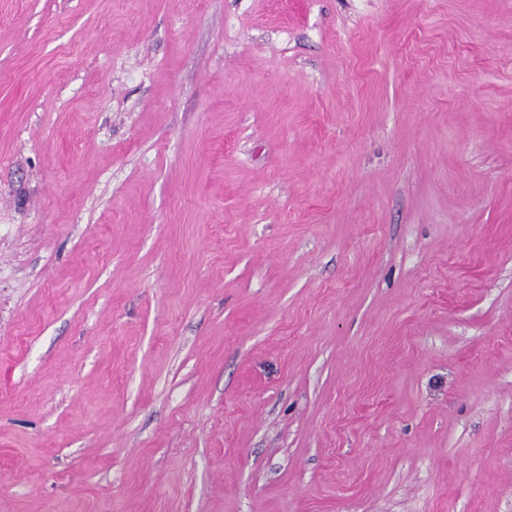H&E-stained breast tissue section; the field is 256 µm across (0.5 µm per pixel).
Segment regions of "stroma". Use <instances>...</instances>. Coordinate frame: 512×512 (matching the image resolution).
I'll list each match as a JSON object with an SVG mask.
<instances>
[{"label":"stroma","mask_w":512,"mask_h":512,"mask_svg":"<svg viewBox=\"0 0 512 512\" xmlns=\"http://www.w3.org/2000/svg\"><path fill=\"white\" fill-rule=\"evenodd\" d=\"M0 512H512V0H0Z\"/></svg>","instance_id":"35a3bbf8"}]
</instances>
